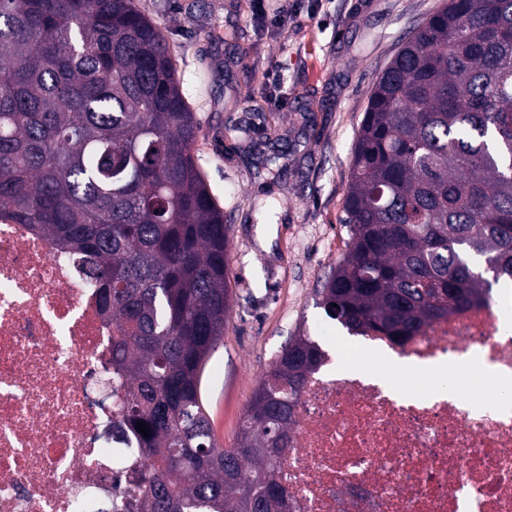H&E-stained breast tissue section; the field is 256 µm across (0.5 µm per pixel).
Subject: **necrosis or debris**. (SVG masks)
I'll list each match as a JSON object with an SVG mask.
<instances>
[{"mask_svg":"<svg viewBox=\"0 0 512 512\" xmlns=\"http://www.w3.org/2000/svg\"><path fill=\"white\" fill-rule=\"evenodd\" d=\"M378 351L410 363L512 372V336L493 303L463 307ZM112 322L78 259L0 217V512H142L146 466L117 408ZM498 386L452 400H402L369 376L319 372L303 388L279 482L290 512H512V411L475 415Z\"/></svg>","mask_w":512,"mask_h":512,"instance_id":"1","label":"necrosis or debris"}]
</instances>
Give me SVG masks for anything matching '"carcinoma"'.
I'll use <instances>...</instances> for the list:
<instances>
[{"label":"carcinoma","mask_w":512,"mask_h":512,"mask_svg":"<svg viewBox=\"0 0 512 512\" xmlns=\"http://www.w3.org/2000/svg\"><path fill=\"white\" fill-rule=\"evenodd\" d=\"M170 47L134 0H0V214L77 257L112 318L144 512H287L276 479L325 354L293 336L214 438L201 377L224 335L229 241L193 156ZM318 290L350 332L401 341L512 282V0H444L373 83Z\"/></svg>","instance_id":"1"}]
</instances>
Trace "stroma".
I'll return each mask as SVG.
<instances>
[{
	"instance_id": "stroma-1",
	"label": "stroma",
	"mask_w": 512,
	"mask_h": 512,
	"mask_svg": "<svg viewBox=\"0 0 512 512\" xmlns=\"http://www.w3.org/2000/svg\"><path fill=\"white\" fill-rule=\"evenodd\" d=\"M135 3L170 46L200 125L195 161L229 229L231 310L202 384L216 441L234 444L292 336L313 337L337 370L352 361L392 382L393 355L329 319L316 290L346 250L344 202L368 92L442 0H285L286 21L262 24L252 0Z\"/></svg>"
}]
</instances>
